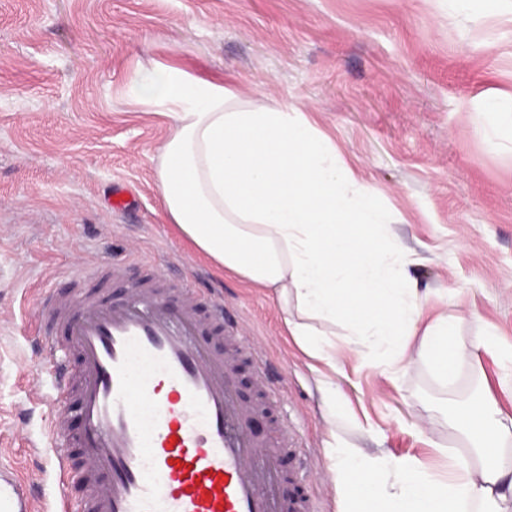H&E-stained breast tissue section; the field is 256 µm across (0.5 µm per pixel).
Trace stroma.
Returning a JSON list of instances; mask_svg holds the SVG:
<instances>
[{"mask_svg": "<svg viewBox=\"0 0 512 512\" xmlns=\"http://www.w3.org/2000/svg\"><path fill=\"white\" fill-rule=\"evenodd\" d=\"M154 62L306 113L377 189L422 314L462 316L463 340L488 329L512 349V0H0V467L50 497V385L32 370L44 337L66 330L40 304L80 286L123 300L144 275L129 261L139 249L174 280L222 289L226 320L260 346L279 396L250 429L272 441L284 421L308 466L298 475L295 451L281 453V494L341 512L326 380L365 454L447 474L438 450H461L449 427L461 404L488 388L512 415V365L465 364L451 390L420 362L391 377L389 352L347 353L340 327L335 367L317 366L273 292L216 270L164 220L155 167L169 127L132 104L135 72ZM118 188L135 197L121 213L108 206ZM89 262L125 272L77 280Z\"/></svg>", "mask_w": 512, "mask_h": 512, "instance_id": "1", "label": "stroma"}]
</instances>
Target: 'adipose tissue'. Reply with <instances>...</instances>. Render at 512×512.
Returning a JSON list of instances; mask_svg holds the SVG:
<instances>
[{"label":"adipose tissue","mask_w":512,"mask_h":512,"mask_svg":"<svg viewBox=\"0 0 512 512\" xmlns=\"http://www.w3.org/2000/svg\"><path fill=\"white\" fill-rule=\"evenodd\" d=\"M134 85L138 106L172 122L156 164L166 221L216 269L293 307L285 326L311 358L336 361L321 321L377 337L396 362L427 363L447 383L497 350L494 333L467 344L457 318H423L400 285L399 242L381 241L376 189L337 166L335 145L304 113L173 66L142 69ZM458 431L466 451L438 478L416 459L367 457L331 429L325 452L344 512H512V417L471 405Z\"/></svg>","instance_id":"adipose-tissue-1"}]
</instances>
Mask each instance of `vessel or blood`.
<instances>
[{"label": "vessel or blood", "mask_w": 512, "mask_h": 512, "mask_svg": "<svg viewBox=\"0 0 512 512\" xmlns=\"http://www.w3.org/2000/svg\"><path fill=\"white\" fill-rule=\"evenodd\" d=\"M170 286L156 268L119 303L79 291L46 305L67 329L65 346L47 341L36 364L53 383L48 436H64L68 400L84 423L69 448L54 451L59 497L47 512H316L311 500L274 493L287 428L274 448L247 430L257 407L237 391L245 337L225 326L219 299L186 288L174 307ZM65 347L77 366L62 361ZM75 458L94 475L82 486L69 475ZM76 485L75 506L68 490ZM0 512H36L16 472L0 469Z\"/></svg>", "instance_id": "vessel-or-blood-1"}]
</instances>
